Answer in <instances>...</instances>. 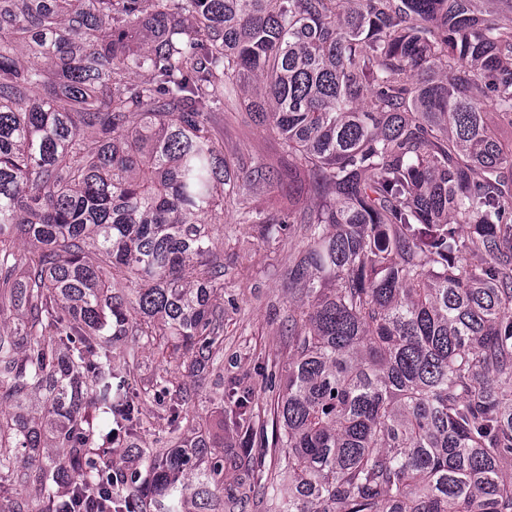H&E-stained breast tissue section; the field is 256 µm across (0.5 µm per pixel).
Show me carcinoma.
I'll list each match as a JSON object with an SVG mask.
<instances>
[{
    "label": "carcinoma",
    "mask_w": 512,
    "mask_h": 512,
    "mask_svg": "<svg viewBox=\"0 0 512 512\" xmlns=\"http://www.w3.org/2000/svg\"><path fill=\"white\" fill-rule=\"evenodd\" d=\"M241 92L314 197L251 218L305 239L271 512H512V0H0L8 512L239 507L237 448L171 390L220 371L224 203L273 187L213 137ZM125 336L180 373L146 389V496L95 425L147 423ZM226 426L254 427L237 382ZM153 424H146L138 435V444L142 447L139 456L138 450L130 448H113L112 452L104 456V460L114 461V469L118 471H127L128 469H136L141 475V481L149 478L148 467L154 458L155 450L166 448L167 435L165 433V422L155 421Z\"/></svg>",
    "instance_id": "cac0c4a2"
}]
</instances>
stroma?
<instances>
[{"label":"stroma","instance_id":"obj_1","mask_svg":"<svg viewBox=\"0 0 512 512\" xmlns=\"http://www.w3.org/2000/svg\"><path fill=\"white\" fill-rule=\"evenodd\" d=\"M215 138L228 157L242 158L250 165H263L277 178L276 189L262 184L244 188L238 203L225 205L224 222L215 233L224 240V356L223 378L186 382L179 397L190 415L216 423L230 411L223 399V381L237 380L251 390L256 434L251 454L260 460L259 475L274 472L279 433L270 415L275 391L271 376H282L288 362V316L297 296L288 290V266L302 246L300 231L263 241L255 225L242 222L241 212L274 215L291 191L288 169L293 162L277 133L253 122L245 109L215 111L211 115ZM164 422L145 425L138 435V449L116 448L109 455L116 470H137L148 477L155 450L165 447Z\"/></svg>","mask_w":512,"mask_h":512}]
</instances>
